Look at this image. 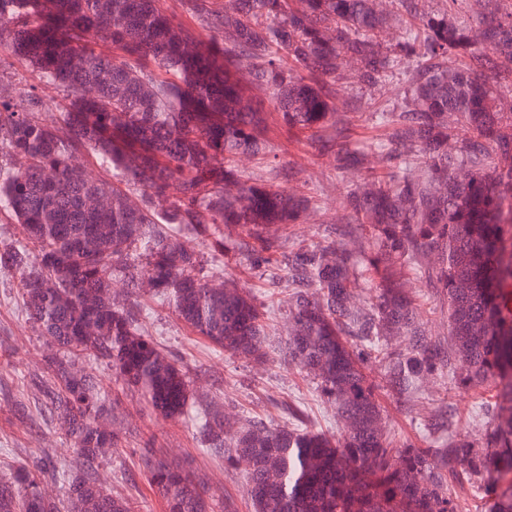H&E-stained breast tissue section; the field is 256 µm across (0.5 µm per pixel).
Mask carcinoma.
I'll return each instance as SVG.
<instances>
[{
  "label": "carcinoma",
  "instance_id": "obj_1",
  "mask_svg": "<svg viewBox=\"0 0 512 512\" xmlns=\"http://www.w3.org/2000/svg\"><path fill=\"white\" fill-rule=\"evenodd\" d=\"M0 0V47L62 91L0 96V208L25 240L0 246L45 338L28 379L64 430L80 473L41 460L0 480V512H133L98 484L120 447L115 402L74 355L112 369L164 420L191 416L205 449L245 463L253 512H461L469 490L512 512V0ZM290 138L347 183L317 240L308 182L266 136ZM92 157L115 182L85 175ZM266 164L254 173L244 160ZM288 289L287 363L343 425L244 424L196 400L186 373L141 329L138 298L169 302L218 352L262 357L270 311L205 255ZM448 307L428 336L402 272ZM122 278L126 296L113 295ZM464 369L457 370V363ZM489 383L486 439L426 420L438 446L396 443L378 397L405 401L428 376ZM166 512H213L181 465L147 451ZM50 480L66 498L46 495Z\"/></svg>",
  "mask_w": 512,
  "mask_h": 512
}]
</instances>
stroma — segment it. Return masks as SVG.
I'll use <instances>...</instances> for the list:
<instances>
[{
  "label": "stroma",
  "mask_w": 512,
  "mask_h": 512,
  "mask_svg": "<svg viewBox=\"0 0 512 512\" xmlns=\"http://www.w3.org/2000/svg\"><path fill=\"white\" fill-rule=\"evenodd\" d=\"M25 84L37 85L46 101L60 99L55 85L40 81L10 51L0 49V90L12 92ZM268 137L283 161L302 169L317 206L325 210L334 205L344 186L324 160L315 156L309 144L288 138L274 121L268 126ZM253 293L257 301L270 305L272 316L266 342L267 360L260 366L242 357L214 352L205 339L179 322L161 300L141 298L142 325L184 366L196 393L213 398L226 413L279 424L283 418L278 402L293 400L308 412L312 425L338 433L334 412L320 401L313 381L283 361L288 325L286 292H272L258 284ZM46 353L43 336L25 313L18 275L0 271V384L11 393L10 399H0L1 479L8 478L14 468L35 456L59 468L77 466V458L59 426L39 409V394L26 383L28 375L42 371ZM95 372L110 398L119 401L113 427L123 438L122 448L108 454L99 467L108 493L130 500L138 512H164V503L151 487L141 461L145 447L150 446L158 455L189 467L209 486L216 502L228 498L236 512H252L244 492V468L225 467L223 460L206 454L193 421L162 420L145 408L137 393L115 384L111 369L99 366ZM481 393L478 387L464 390L455 387L449 378L430 377L419 384L408 401L399 402L384 395L380 403L387 428L395 432L397 439L425 437L423 416L448 401L457 411L454 433L479 441L486 429L485 419L475 415L482 402ZM17 400L30 407L31 426H22L15 419L13 403Z\"/></svg>",
  "instance_id": "35a3bbf8"
}]
</instances>
